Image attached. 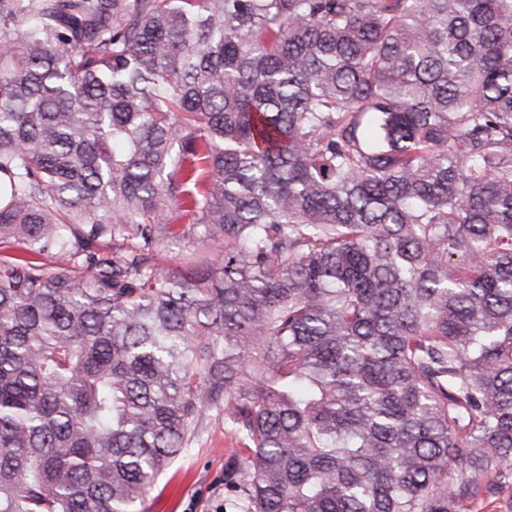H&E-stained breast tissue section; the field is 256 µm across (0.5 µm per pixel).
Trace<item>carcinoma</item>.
Wrapping results in <instances>:
<instances>
[{"mask_svg": "<svg viewBox=\"0 0 512 512\" xmlns=\"http://www.w3.org/2000/svg\"><path fill=\"white\" fill-rule=\"evenodd\" d=\"M11 239L0 512H512V0H0ZM241 444L224 426V412H211L191 448L159 477L147 512L223 511L224 470ZM224 511L236 512L225 501Z\"/></svg>", "mask_w": 512, "mask_h": 512, "instance_id": "carcinoma-1", "label": "carcinoma"}]
</instances>
